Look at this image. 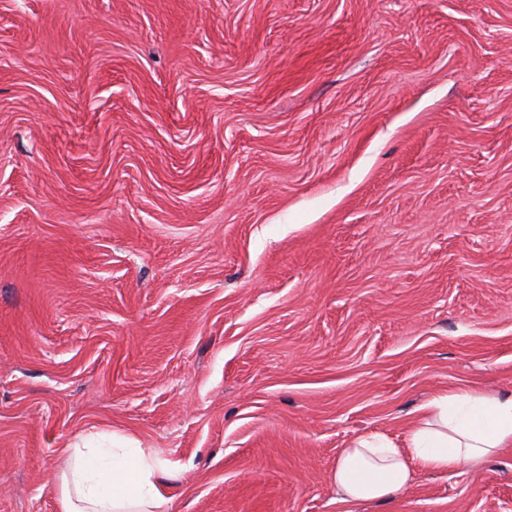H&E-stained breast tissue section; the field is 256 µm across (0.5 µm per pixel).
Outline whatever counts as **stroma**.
Wrapping results in <instances>:
<instances>
[{"label": "stroma", "mask_w": 512, "mask_h": 512, "mask_svg": "<svg viewBox=\"0 0 512 512\" xmlns=\"http://www.w3.org/2000/svg\"><path fill=\"white\" fill-rule=\"evenodd\" d=\"M459 385L512 393V0H0V512L102 430L174 512H512V447L336 499Z\"/></svg>", "instance_id": "stroma-1"}]
</instances>
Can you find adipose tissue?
I'll use <instances>...</instances> for the list:
<instances>
[{"instance_id": "obj_1", "label": "adipose tissue", "mask_w": 512, "mask_h": 512, "mask_svg": "<svg viewBox=\"0 0 512 512\" xmlns=\"http://www.w3.org/2000/svg\"><path fill=\"white\" fill-rule=\"evenodd\" d=\"M405 447L373 432L343 448L332 473L340 502L389 498L416 471L453 472L512 446V396L464 386L432 395L415 410ZM65 466L52 481L59 512H174L168 480L174 462L134 437L80 432L64 448Z\"/></svg>"}]
</instances>
